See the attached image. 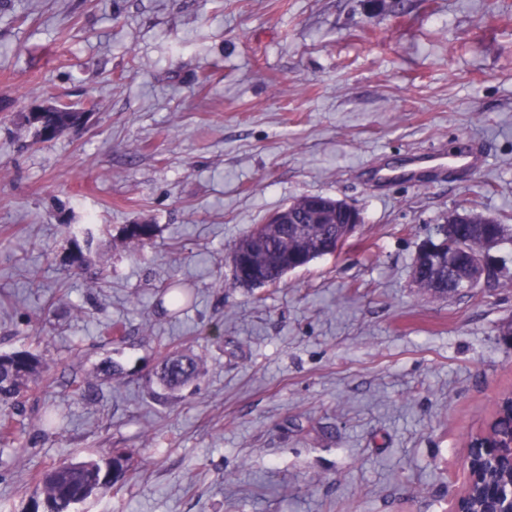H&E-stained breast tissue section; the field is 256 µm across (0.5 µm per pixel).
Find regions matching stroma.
I'll return each mask as SVG.
<instances>
[{
    "label": "stroma",
    "instance_id": "obj_1",
    "mask_svg": "<svg viewBox=\"0 0 512 512\" xmlns=\"http://www.w3.org/2000/svg\"><path fill=\"white\" fill-rule=\"evenodd\" d=\"M60 98L87 123L33 145L25 114ZM472 146L478 172L405 177ZM303 195L360 230L279 286L232 287L235 241ZM451 212L512 225V0H0V353L45 364L0 406L20 438L0 512L53 463L116 450L131 488L73 512H448L512 388V286L413 283ZM172 282L191 301L165 312ZM173 350L203 374L155 398Z\"/></svg>",
    "mask_w": 512,
    "mask_h": 512
}]
</instances>
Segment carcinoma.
Segmentation results:
<instances>
[{"instance_id":"1","label":"carcinoma","mask_w":512,"mask_h":512,"mask_svg":"<svg viewBox=\"0 0 512 512\" xmlns=\"http://www.w3.org/2000/svg\"><path fill=\"white\" fill-rule=\"evenodd\" d=\"M478 232L469 224L461 225L458 237L462 248L455 259L426 275L414 278L416 286L429 294L443 297L446 290L457 284L464 275V260L469 255H479L483 247L482 233L495 235L499 242L512 243L511 224H484ZM154 235L152 224H129L125 237L135 248L144 247ZM257 255L265 266L267 285H278L284 276L283 264L301 246L294 230L272 232L265 236L249 237ZM43 364L39 356L29 351L0 354V403L18 404L19 398L42 377ZM202 367L197 357L188 354H170L160 363L156 377L168 395H174L189 383L197 380ZM131 456L113 452L99 458L79 461L65 460L41 472L37 488L31 499L32 512H71L78 504L98 492L110 491L117 495L126 491L133 479Z\"/></svg>"}]
</instances>
